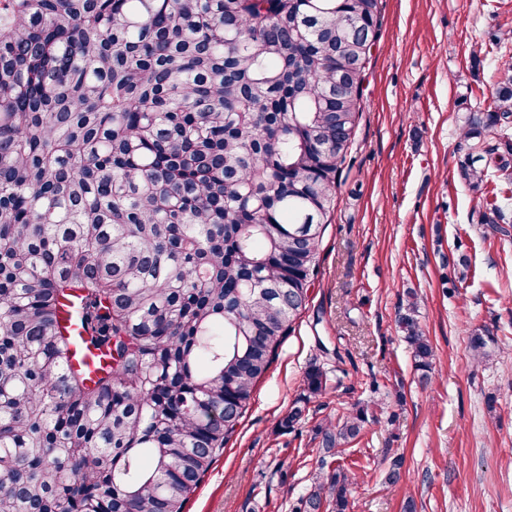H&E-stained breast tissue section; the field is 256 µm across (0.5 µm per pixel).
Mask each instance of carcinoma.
Returning <instances> with one entry per match:
<instances>
[{"label": "carcinoma", "instance_id": "1", "mask_svg": "<svg viewBox=\"0 0 512 512\" xmlns=\"http://www.w3.org/2000/svg\"><path fill=\"white\" fill-rule=\"evenodd\" d=\"M379 2L0 0V512H183L306 307ZM511 115L508 60L463 139ZM458 172L512 175V138ZM326 385L310 367L304 401ZM354 479L337 464L295 512H348Z\"/></svg>", "mask_w": 512, "mask_h": 512}]
</instances>
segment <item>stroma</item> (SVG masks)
<instances>
[{
	"label": "stroma",
	"instance_id": "obj_1",
	"mask_svg": "<svg viewBox=\"0 0 512 512\" xmlns=\"http://www.w3.org/2000/svg\"><path fill=\"white\" fill-rule=\"evenodd\" d=\"M382 17L309 301L184 512H293L321 472L317 426L369 402L350 512H512V176L480 194L457 172L465 153L512 137V120L460 137L512 59V0H383ZM492 203L508 217L496 228L483 221ZM409 289L436 354L425 386L395 326ZM475 330L492 351L480 363ZM314 364L326 391L282 430Z\"/></svg>",
	"mask_w": 512,
	"mask_h": 512
}]
</instances>
